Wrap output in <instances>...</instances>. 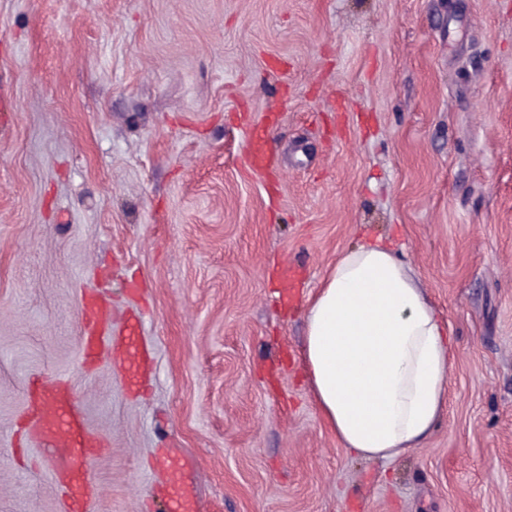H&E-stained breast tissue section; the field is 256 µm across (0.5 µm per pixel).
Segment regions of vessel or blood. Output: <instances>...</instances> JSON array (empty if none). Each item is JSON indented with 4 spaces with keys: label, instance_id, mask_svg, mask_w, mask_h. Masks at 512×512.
<instances>
[{
    "label": "vessel or blood",
    "instance_id": "b4317fda",
    "mask_svg": "<svg viewBox=\"0 0 512 512\" xmlns=\"http://www.w3.org/2000/svg\"><path fill=\"white\" fill-rule=\"evenodd\" d=\"M82 353L85 361H98L100 356L120 353L125 385L130 391L143 386V374L152 367V354L144 348L141 319L127 316L120 325L112 323V309L102 299L84 304L81 325ZM35 423L39 437L46 441L41 462L44 467L60 471L68 487V512H85L93 493L87 471L91 455L101 448V440L91 431L74 404L67 387L60 383L43 385L36 406ZM172 472L168 512H195V502L187 495L177 460L166 456Z\"/></svg>",
    "mask_w": 512,
    "mask_h": 512
}]
</instances>
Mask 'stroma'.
<instances>
[{
    "label": "stroma",
    "instance_id": "1",
    "mask_svg": "<svg viewBox=\"0 0 512 512\" xmlns=\"http://www.w3.org/2000/svg\"><path fill=\"white\" fill-rule=\"evenodd\" d=\"M262 129L272 162L245 167ZM382 240L456 343L419 448L350 456L304 313ZM144 309L128 393L84 299ZM105 446L87 512H512V0H0V512H66L31 383ZM165 462L171 470L170 493L167 505L169 512H194L195 502L187 495L179 472L177 460L170 453H165Z\"/></svg>",
    "mask_w": 512,
    "mask_h": 512
}]
</instances>
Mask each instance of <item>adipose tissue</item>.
I'll return each mask as SVG.
<instances>
[{"label": "adipose tissue", "mask_w": 512, "mask_h": 512, "mask_svg": "<svg viewBox=\"0 0 512 512\" xmlns=\"http://www.w3.org/2000/svg\"><path fill=\"white\" fill-rule=\"evenodd\" d=\"M312 399L349 454L390 460L426 443L455 343L407 264L382 242L345 250L305 310Z\"/></svg>", "instance_id": "obj_1"}]
</instances>
